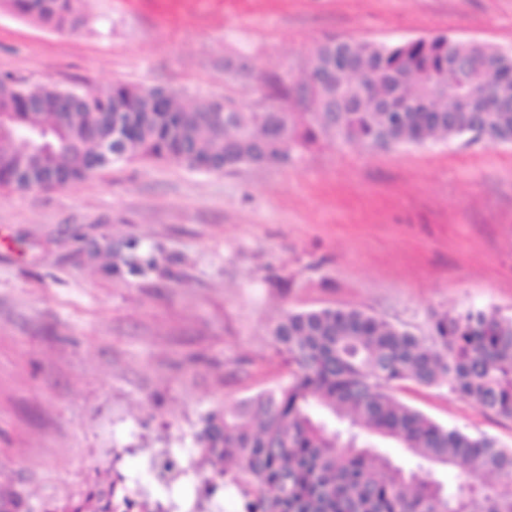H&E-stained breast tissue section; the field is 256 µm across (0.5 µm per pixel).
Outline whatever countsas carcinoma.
Instances as JSON below:
<instances>
[{
  "label": "carcinoma",
  "mask_w": 512,
  "mask_h": 512,
  "mask_svg": "<svg viewBox=\"0 0 512 512\" xmlns=\"http://www.w3.org/2000/svg\"><path fill=\"white\" fill-rule=\"evenodd\" d=\"M57 32L88 23L82 0H0ZM298 108L210 112L162 87L59 88L0 75V187H61L136 158L207 173L284 164L322 138L391 151L403 144L512 135V55L443 35L393 44L319 45L307 72L276 79ZM112 156L96 152L107 140ZM270 335L288 378L202 418L197 443L224 467L204 493L235 488L242 512H512V448L448 428L398 400L403 384L444 387L512 420V316L433 313L428 334L358 307L287 311ZM416 459L406 470L373 440ZM458 471L445 487L437 468ZM96 512H132L116 488L87 495Z\"/></svg>",
  "instance_id": "1"
}]
</instances>
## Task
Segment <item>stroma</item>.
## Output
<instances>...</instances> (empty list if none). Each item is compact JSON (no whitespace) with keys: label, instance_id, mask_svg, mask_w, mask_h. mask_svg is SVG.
<instances>
[{"label":"stroma","instance_id":"stroma-1","mask_svg":"<svg viewBox=\"0 0 512 512\" xmlns=\"http://www.w3.org/2000/svg\"><path fill=\"white\" fill-rule=\"evenodd\" d=\"M60 34L0 11V74L226 99L273 94L319 44L444 34L512 53V0H86ZM135 244L155 272L112 273ZM357 306L426 332L431 313L512 314V145L395 150L322 140L285 165L204 173L135 159L64 187L0 190V504L49 512L89 490L194 503V435L286 375L283 312ZM441 424L512 448V421L443 388L400 390ZM183 470L158 482V449Z\"/></svg>","mask_w":512,"mask_h":512}]
</instances>
